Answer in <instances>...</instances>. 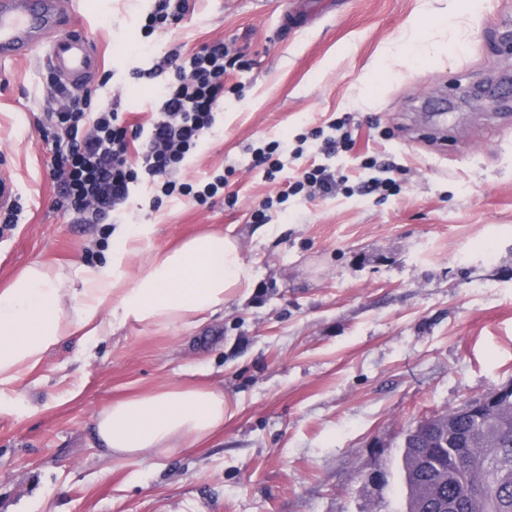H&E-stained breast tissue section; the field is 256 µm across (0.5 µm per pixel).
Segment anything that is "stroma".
<instances>
[{
	"mask_svg": "<svg viewBox=\"0 0 512 512\" xmlns=\"http://www.w3.org/2000/svg\"><path fill=\"white\" fill-rule=\"evenodd\" d=\"M150 7L57 0L56 28L0 62V175L21 206L0 233V284L33 261L95 262L111 224L153 225L154 251L224 229L254 279L198 326L131 325L81 362L65 344L5 390L0 512H405L403 431L512 383V119L466 101L512 75V0H193L146 38ZM76 26L98 60L78 94L121 99L130 126L151 110L152 83L131 75L148 56L243 49L227 76L242 95L175 174H227L225 194L155 209L140 186L96 224L58 209L42 122L68 102L50 48ZM340 119L348 152L326 159L311 139L293 158L297 135ZM272 141L284 169L269 180L252 150ZM367 156L394 163V194L292 196L255 219L304 167L330 162L354 185ZM190 378L223 389V432L166 459L101 457L106 406Z\"/></svg>",
	"mask_w": 512,
	"mask_h": 512,
	"instance_id": "35a3bbf8",
	"label": "stroma"
}]
</instances>
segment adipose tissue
<instances>
[{
    "label": "adipose tissue",
    "instance_id": "obj_1",
    "mask_svg": "<svg viewBox=\"0 0 512 512\" xmlns=\"http://www.w3.org/2000/svg\"><path fill=\"white\" fill-rule=\"evenodd\" d=\"M152 231L149 224L114 225L102 262H34L0 286V392L34 377L62 344H74L80 361L129 325L194 326L250 284V264L221 231L195 234L132 270ZM226 412L223 390L173 381L112 401L95 433L117 462L147 451L168 457L223 430Z\"/></svg>",
    "mask_w": 512,
    "mask_h": 512
}]
</instances>
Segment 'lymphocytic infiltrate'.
<instances>
[{
	"label": "lymphocytic infiltrate",
	"mask_w": 512,
	"mask_h": 512,
	"mask_svg": "<svg viewBox=\"0 0 512 512\" xmlns=\"http://www.w3.org/2000/svg\"><path fill=\"white\" fill-rule=\"evenodd\" d=\"M243 57L242 51L217 42L190 54L175 49L154 59L149 68L136 69V78L160 82L155 111L145 126L127 128L117 103L111 101L93 114L75 99L49 113L67 138L66 147L57 149L51 161L52 174L60 182L59 208L94 224L144 184L158 198L184 196L204 203L215 197L227 184L224 175L193 185L173 180L171 174L213 129L228 90L226 75ZM133 138L145 141L135 163L128 155Z\"/></svg>",
	"instance_id": "f902f5d3"
}]
</instances>
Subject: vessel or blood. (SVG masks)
<instances>
[{
	"label": "vessel or blood",
	"instance_id": "b4317fda",
	"mask_svg": "<svg viewBox=\"0 0 512 512\" xmlns=\"http://www.w3.org/2000/svg\"><path fill=\"white\" fill-rule=\"evenodd\" d=\"M53 22L51 0H0V60L18 56L27 47V36ZM59 72L81 81L95 67L84 37L67 33L52 45Z\"/></svg>",
	"mask_w": 512,
	"mask_h": 512
}]
</instances>
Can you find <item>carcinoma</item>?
I'll use <instances>...</instances> for the list:
<instances>
[{"label": "carcinoma", "instance_id": "obj_1", "mask_svg": "<svg viewBox=\"0 0 512 512\" xmlns=\"http://www.w3.org/2000/svg\"><path fill=\"white\" fill-rule=\"evenodd\" d=\"M507 414L477 417L448 410L454 433L424 467L405 470L408 487L433 502H459L453 512H512V393L501 398Z\"/></svg>", "mask_w": 512, "mask_h": 512}]
</instances>
